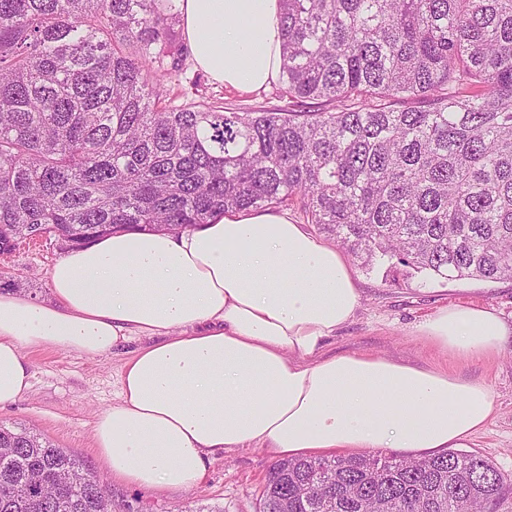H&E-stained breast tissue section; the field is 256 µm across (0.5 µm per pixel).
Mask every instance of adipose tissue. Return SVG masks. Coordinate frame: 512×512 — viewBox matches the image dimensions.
Listing matches in <instances>:
<instances>
[{
    "instance_id": "1",
    "label": "adipose tissue",
    "mask_w": 512,
    "mask_h": 512,
    "mask_svg": "<svg viewBox=\"0 0 512 512\" xmlns=\"http://www.w3.org/2000/svg\"><path fill=\"white\" fill-rule=\"evenodd\" d=\"M195 65L256 89L281 67L279 0H180ZM52 302L0 292V408L31 387L27 352L89 358L140 337L93 424L114 479L188 490L219 453L276 458L463 447L490 420V387L379 355L324 353L361 294L344 252L268 210L195 231L125 232L72 249L49 271ZM423 342L460 360L498 356L512 327L492 310L440 309Z\"/></svg>"
}]
</instances>
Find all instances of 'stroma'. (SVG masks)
I'll return each mask as SVG.
<instances>
[{
  "instance_id": "obj_1",
  "label": "stroma",
  "mask_w": 512,
  "mask_h": 512,
  "mask_svg": "<svg viewBox=\"0 0 512 512\" xmlns=\"http://www.w3.org/2000/svg\"><path fill=\"white\" fill-rule=\"evenodd\" d=\"M161 86L190 99L220 98L234 109L286 104L275 85L250 92L229 88L210 80L190 59L179 77L162 79ZM64 255L51 240L0 256V291L18 290L40 301L50 300L48 272ZM354 274L361 306L328 341L326 353L376 354L431 367L442 358L421 342L417 327L439 308L486 306L512 325V281H431L400 265L368 272L358 268ZM139 345L133 339L95 359L53 350L28 352L31 387L22 400L0 409V423L23 424L87 462L107 485L112 512H259L260 491L274 459L257 448L218 456L202 484L185 491H146L109 475L94 447L93 421L111 405L122 366ZM456 370L489 384L496 404L495 414L471 439L469 450L480 452L512 476V346L495 361H464L457 363Z\"/></svg>"
}]
</instances>
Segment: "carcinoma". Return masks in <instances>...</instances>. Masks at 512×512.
Here are the masks:
<instances>
[{"instance_id":"carcinoma-1","label":"carcinoma","mask_w":512,"mask_h":512,"mask_svg":"<svg viewBox=\"0 0 512 512\" xmlns=\"http://www.w3.org/2000/svg\"><path fill=\"white\" fill-rule=\"evenodd\" d=\"M291 108L176 105L177 0H0V255L293 207L369 270L512 280V0H281ZM0 512H112L79 457L0 425ZM283 459L260 512H492L477 452ZM323 487L301 493L312 470Z\"/></svg>"}]
</instances>
